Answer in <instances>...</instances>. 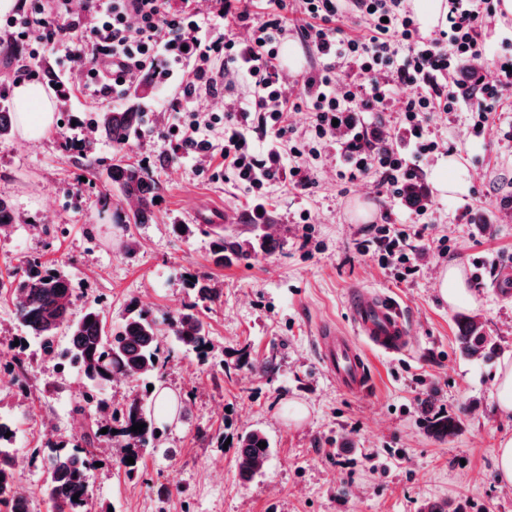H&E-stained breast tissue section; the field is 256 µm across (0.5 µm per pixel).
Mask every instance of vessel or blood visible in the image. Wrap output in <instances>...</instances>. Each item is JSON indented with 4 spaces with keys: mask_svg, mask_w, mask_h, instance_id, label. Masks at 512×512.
<instances>
[{
    "mask_svg": "<svg viewBox=\"0 0 512 512\" xmlns=\"http://www.w3.org/2000/svg\"><path fill=\"white\" fill-rule=\"evenodd\" d=\"M351 312L353 335L328 327L321 330L318 341L321 358L337 386L345 392L361 394L370 384L364 348L399 355L408 350L410 333L397 305L386 297L358 292Z\"/></svg>",
    "mask_w": 512,
    "mask_h": 512,
    "instance_id": "b4317fda",
    "label": "vessel or blood"
}]
</instances>
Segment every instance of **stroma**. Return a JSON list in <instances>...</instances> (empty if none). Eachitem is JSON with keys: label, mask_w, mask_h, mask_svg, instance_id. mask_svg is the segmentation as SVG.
Returning <instances> with one entry per match:
<instances>
[{"label": "stroma", "mask_w": 512, "mask_h": 512, "mask_svg": "<svg viewBox=\"0 0 512 512\" xmlns=\"http://www.w3.org/2000/svg\"><path fill=\"white\" fill-rule=\"evenodd\" d=\"M288 36L278 62L287 82L285 125L308 132L310 115L303 78L318 63L298 30L307 22L286 13ZM38 41L28 38L20 63H35L39 81L59 78L73 86L57 109V126L41 141L0 139V197L19 215L0 229V277L39 258L63 269L77 288L75 309L99 301L107 322L122 323L131 304L164 324L191 302V282L220 287V297L199 304L211 349L206 363L167 341L168 362L159 385L180 403L155 448L137 449L128 471L116 449L93 451L89 482L99 512H422L425 504L454 501L459 512H512V487L496 479L494 448L512 436V417L496 410V375L512 360V187L492 188L491 175L512 173V91L495 108L483 137L470 133L466 107L432 112L425 129L439 144L419 163L430 188L423 222L412 223L411 206L381 195L373 178L352 182L339 176L338 142L307 157L310 184L298 190L276 177L262 194L238 183L221 153L184 154L175 148L169 106L188 79L176 72L152 81L149 110L123 149L89 132L91 116L126 105L128 94L85 89L80 65L61 54L31 61ZM146 164L160 185L156 218L125 225L127 203L107 191L105 168L114 159ZM456 159V191L434 187L433 174ZM206 209L210 224L194 210ZM367 218H360L359 210ZM416 233L414 269L383 264L372 240L373 225ZM188 225L183 235L172 225ZM271 233L275 248H256ZM253 249L245 260L212 262L216 234ZM459 266L475 302L450 307L439 294L448 264ZM362 288L395 300L411 331L407 354H364L372 374L367 393L339 389L321 365L317 334L330 326L351 331L347 301ZM16 298L0 291V415L15 430L19 478L33 512H52L42 493L43 466L29 451L46 441L79 439L84 417L73 406L83 380L59 359L29 345L27 373L15 375L10 345L21 336ZM477 316L494 336L498 354L482 361L464 357L456 342L459 314ZM270 361V375L244 366ZM306 414L295 420L288 406ZM455 417L454 435L431 433L428 417ZM258 429L271 443L262 473L241 481L235 438ZM230 438L221 447V438Z\"/></svg>", "instance_id": "stroma-1"}]
</instances>
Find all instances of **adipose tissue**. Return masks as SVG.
<instances>
[{"label":"adipose tissue","mask_w":512,"mask_h":512,"mask_svg":"<svg viewBox=\"0 0 512 512\" xmlns=\"http://www.w3.org/2000/svg\"><path fill=\"white\" fill-rule=\"evenodd\" d=\"M12 94L21 137L30 142L44 138L55 123V104L45 87L21 78L16 80Z\"/></svg>","instance_id":"obj_1"}]
</instances>
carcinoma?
I'll list each match as a JSON object with an SVG mask.
<instances>
[{
    "label": "carcinoma",
    "mask_w": 512,
    "mask_h": 512,
    "mask_svg": "<svg viewBox=\"0 0 512 512\" xmlns=\"http://www.w3.org/2000/svg\"><path fill=\"white\" fill-rule=\"evenodd\" d=\"M145 91L135 90L127 106L98 112L91 125L92 132L112 142L118 149L125 147L136 135L146 113ZM106 182L130 205L126 222L147 224L156 217L155 198L160 187L151 172L139 163L118 160L106 168ZM213 260L224 264L232 255L248 256L243 246L219 236L213 242ZM9 287L16 295L15 317L27 337L38 341L47 354L57 353L62 364L75 368L84 378L86 390L83 403L75 407L82 413L85 405L96 402L104 415L90 424L80 436V442H48L42 448L32 449V455L44 462L43 493L54 512H92L93 494L88 482L91 467V448L102 438H119L122 448H151L159 443L160 431L152 412L146 409L144 399L133 398L120 409H111L99 401L105 387L117 377H125L145 386L163 374L165 335L173 336L182 348L192 351L201 360L207 359L209 336L197 310L198 302L212 301L220 291L198 281L192 282L197 300L186 305L163 332L151 313L134 309L117 328L107 327L102 309L94 302L83 307L81 314L73 315L74 285L69 275L59 268H48L37 258L26 261L23 272L9 284L0 282V288ZM457 341L460 353L468 358H487L495 355L497 344L481 323L471 315L456 318ZM135 424L142 430L132 431ZM107 433L100 434L101 429ZM428 428L439 436H451L457 429L452 417H433ZM11 426L0 421V504L8 512H31L24 493L15 490L17 457L6 445L12 438L5 437ZM268 441L264 432L255 429L238 437L237 470L240 480L247 482L259 474L269 459L271 448L258 446ZM78 500H72L73 496Z\"/></svg>",
    "instance_id": "cac0c4a2"
}]
</instances>
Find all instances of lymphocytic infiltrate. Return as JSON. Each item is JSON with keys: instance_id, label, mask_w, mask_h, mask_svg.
I'll use <instances>...</instances> for the list:
<instances>
[{"instance_id": "obj_1", "label": "lymphocytic infiltrate", "mask_w": 512, "mask_h": 512, "mask_svg": "<svg viewBox=\"0 0 512 512\" xmlns=\"http://www.w3.org/2000/svg\"><path fill=\"white\" fill-rule=\"evenodd\" d=\"M448 26L438 37H419L407 0H298L300 10L312 23L303 30L305 41L322 59L345 61L351 69L347 81H337L332 68L308 73L304 89L316 138L332 136L335 129L352 130L340 145L347 161L341 173L353 181L375 176L381 192L399 198L405 186L416 179L420 159L438 145L424 129L430 112H453L467 105L472 133L481 135L490 123L503 93L512 89V57L494 61L496 76L467 84L457 80L463 63L478 59L483 51V15L490 0H448ZM351 6L372 36L362 41L344 35L336 27L343 6ZM274 13L264 22L251 20L247 10H234L223 0L221 12H236L249 33L244 46L231 40H209L199 34L191 0H80L81 19L64 21L67 0H35L23 17L6 20L0 34V60L14 61L18 42L26 38L31 23L46 28L45 50L63 51L66 57L88 60L87 84L101 91H121L137 82L147 67L162 70L168 64L192 65L185 94L195 98L216 95L231 87L237 71L251 79L248 99L240 102L234 116L246 125L271 132L273 145L261 155L249 149L239 130L224 134V158L236 179L249 187H262L273 180L275 164L291 159V184L309 185L301 159L304 155L290 129L282 125L284 76L278 64L279 48L288 35L279 13L286 0H271ZM406 46L402 63H395L397 46ZM402 97L401 128L408 137L406 149H392L372 141L356 130V110H384L394 95Z\"/></svg>"}]
</instances>
